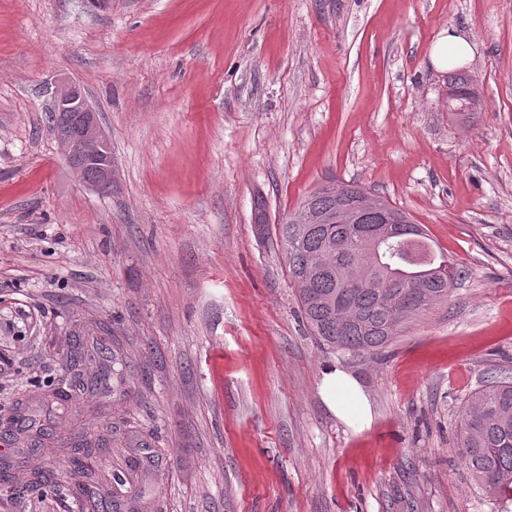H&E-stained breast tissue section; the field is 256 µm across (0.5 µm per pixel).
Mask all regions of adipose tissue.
Masks as SVG:
<instances>
[{"label": "adipose tissue", "mask_w": 512, "mask_h": 512, "mask_svg": "<svg viewBox=\"0 0 512 512\" xmlns=\"http://www.w3.org/2000/svg\"><path fill=\"white\" fill-rule=\"evenodd\" d=\"M318 393L329 413L348 427L360 430L370 424L371 404L361 382L338 363L324 364Z\"/></svg>", "instance_id": "1"}]
</instances>
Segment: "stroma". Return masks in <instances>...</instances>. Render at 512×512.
Wrapping results in <instances>:
<instances>
[{
	"label": "stroma",
	"instance_id": "1",
	"mask_svg": "<svg viewBox=\"0 0 512 512\" xmlns=\"http://www.w3.org/2000/svg\"><path fill=\"white\" fill-rule=\"evenodd\" d=\"M466 35L483 107L448 113L431 58ZM79 83L115 183L73 177L47 126ZM355 183L463 270L447 301L343 367L372 405L356 431L321 402L332 354L308 333L255 194L278 219ZM107 325L101 379L59 412L134 464L139 512H512L456 451L463 400L512 374V0H0V424L67 387L72 335ZM119 422L110 430L109 421Z\"/></svg>",
	"mask_w": 512,
	"mask_h": 512
}]
</instances>
